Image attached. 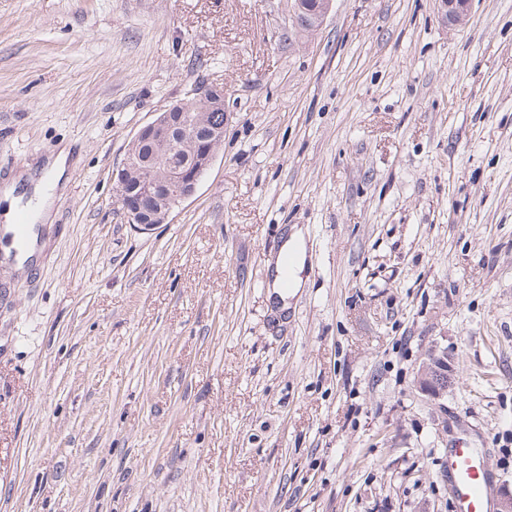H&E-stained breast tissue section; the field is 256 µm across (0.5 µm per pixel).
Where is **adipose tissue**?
<instances>
[{
	"instance_id": "obj_1",
	"label": "adipose tissue",
	"mask_w": 512,
	"mask_h": 512,
	"mask_svg": "<svg viewBox=\"0 0 512 512\" xmlns=\"http://www.w3.org/2000/svg\"><path fill=\"white\" fill-rule=\"evenodd\" d=\"M71 155L69 146H62L54 157L46 160L37 171H24L0 184V234L7 240L0 246V255L12 262L19 276L27 274L39 264L48 246V239L42 230H33L24 245H17L9 239L13 231L12 222L20 191L32 192L37 199L39 217L49 220L51 203L49 191L64 189L68 159ZM306 253L301 231H292L277 253L269 260L274 272L273 300L280 309H287L289 291L298 290L303 284L302 272L305 267Z\"/></svg>"
}]
</instances>
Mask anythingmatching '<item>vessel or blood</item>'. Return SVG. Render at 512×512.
Masks as SVG:
<instances>
[{
  "label": "vessel or blood",
  "instance_id": "vessel-or-blood-1",
  "mask_svg": "<svg viewBox=\"0 0 512 512\" xmlns=\"http://www.w3.org/2000/svg\"><path fill=\"white\" fill-rule=\"evenodd\" d=\"M443 469L452 512H490L494 475L476 449L461 441L454 443L445 454Z\"/></svg>",
  "mask_w": 512,
  "mask_h": 512
}]
</instances>
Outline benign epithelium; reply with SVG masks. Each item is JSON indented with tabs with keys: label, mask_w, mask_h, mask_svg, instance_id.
Here are the masks:
<instances>
[{
	"label": "benign epithelium",
	"mask_w": 512,
	"mask_h": 512,
	"mask_svg": "<svg viewBox=\"0 0 512 512\" xmlns=\"http://www.w3.org/2000/svg\"><path fill=\"white\" fill-rule=\"evenodd\" d=\"M448 21L464 22L470 13V0H439ZM332 0H291V10L300 30L318 28ZM194 101L203 112L224 110V88L211 86L194 93ZM178 107L161 113L141 127L128 145L122 165L113 174V203L127 223L152 231L168 224L172 214L192 197L215 157V146L224 140V128H211L199 120L180 123L173 119ZM150 145L148 154L138 147ZM186 149L183 160L172 159L173 148ZM419 389L433 399L448 393L452 374L448 353H428L418 379Z\"/></svg>",
	"instance_id": "1"
}]
</instances>
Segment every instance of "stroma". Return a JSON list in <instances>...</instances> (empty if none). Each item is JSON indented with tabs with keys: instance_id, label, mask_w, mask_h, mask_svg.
<instances>
[{
	"instance_id": "35a3bbf8",
	"label": "stroma",
	"mask_w": 512,
	"mask_h": 512,
	"mask_svg": "<svg viewBox=\"0 0 512 512\" xmlns=\"http://www.w3.org/2000/svg\"><path fill=\"white\" fill-rule=\"evenodd\" d=\"M212 85L196 193L123 223L129 142ZM63 144L42 264L0 265V512H451L458 440L512 487V0H333L309 34L289 0H0V178ZM290 260V270L288 287L282 285L283 272L286 269V265ZM306 253L304 247V238L300 229L293 230L288 238H285L279 252L276 256L270 258L268 264L271 270L274 271L273 285V302H275L280 310H286L288 303V292L282 290V288H291L293 291H297L303 285L304 279H302V272L305 267ZM279 302V303H278ZM278 303V304H277ZM452 379L448 353L429 352L418 379L419 389L433 399H440L448 393Z\"/></svg>"
}]
</instances>
